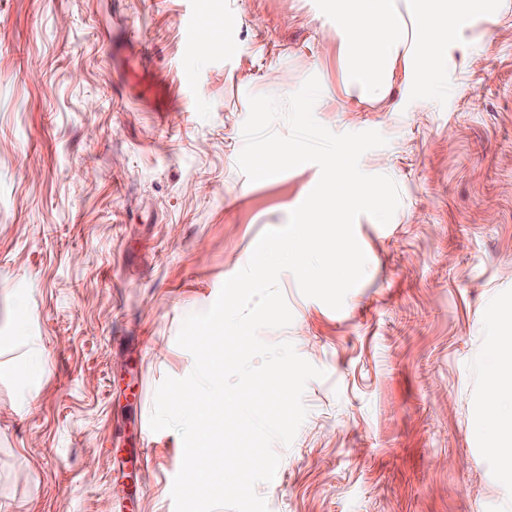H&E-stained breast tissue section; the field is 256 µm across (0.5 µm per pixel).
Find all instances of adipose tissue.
Masks as SVG:
<instances>
[{
	"label": "adipose tissue",
	"instance_id": "obj_1",
	"mask_svg": "<svg viewBox=\"0 0 512 512\" xmlns=\"http://www.w3.org/2000/svg\"><path fill=\"white\" fill-rule=\"evenodd\" d=\"M339 5L344 22L340 52L356 64V81L361 93L366 95L381 94L384 63L406 50L411 31L427 36L430 46L427 67L431 70L439 67L462 43L456 28L467 8L458 0H405L401 5L396 0H339ZM369 9L380 17L381 26H366L364 14ZM437 10L447 13V27L431 28L430 16ZM409 18L415 23L411 30L405 25ZM43 366V356L35 353L16 366L19 393L13 405L15 413L24 415L31 411L40 389ZM474 431L476 435L494 439L491 452L501 463V478L512 484V366L498 350L491 352L485 365L484 396L475 411Z\"/></svg>",
	"mask_w": 512,
	"mask_h": 512
}]
</instances>
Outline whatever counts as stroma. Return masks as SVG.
Here are the masks:
<instances>
[{"mask_svg": "<svg viewBox=\"0 0 512 512\" xmlns=\"http://www.w3.org/2000/svg\"><path fill=\"white\" fill-rule=\"evenodd\" d=\"M467 65L388 62L379 98L348 95L336 0H0V512H174L183 443L152 431L155 391L194 359L176 343L320 177L249 181V95L321 84L316 120L376 130L362 171L397 185L388 224L357 217L367 258L341 310L279 285L291 342L325 371L257 493L269 512H512L474 430L485 360L512 332V0ZM31 289L46 359L32 411L12 409V305Z\"/></svg>", "mask_w": 512, "mask_h": 512, "instance_id": "obj_1", "label": "stroma"}]
</instances>
